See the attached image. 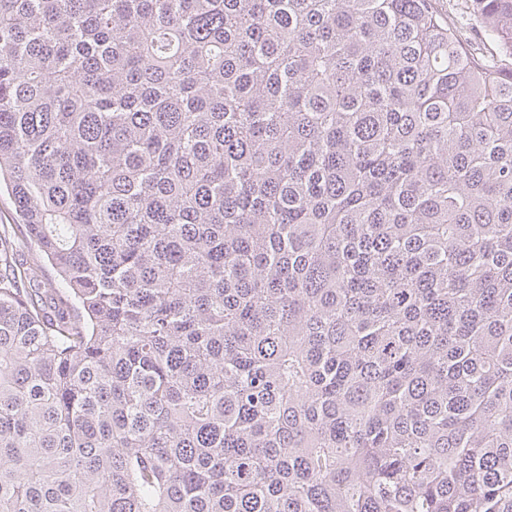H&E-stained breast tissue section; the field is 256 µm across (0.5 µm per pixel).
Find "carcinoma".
<instances>
[{"instance_id": "obj_1", "label": "carcinoma", "mask_w": 512, "mask_h": 512, "mask_svg": "<svg viewBox=\"0 0 512 512\" xmlns=\"http://www.w3.org/2000/svg\"><path fill=\"white\" fill-rule=\"evenodd\" d=\"M0 181V512H512V68L435 0H0Z\"/></svg>"}]
</instances>
